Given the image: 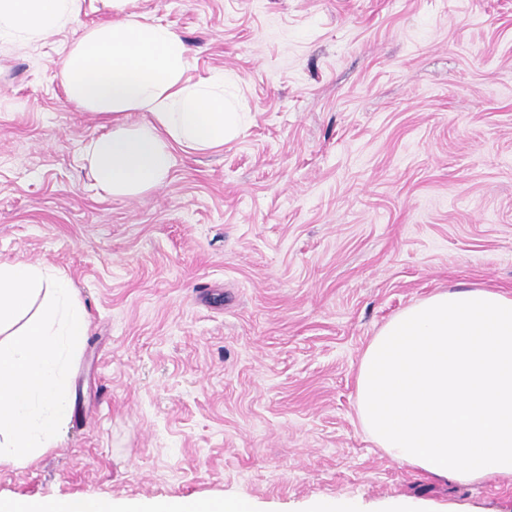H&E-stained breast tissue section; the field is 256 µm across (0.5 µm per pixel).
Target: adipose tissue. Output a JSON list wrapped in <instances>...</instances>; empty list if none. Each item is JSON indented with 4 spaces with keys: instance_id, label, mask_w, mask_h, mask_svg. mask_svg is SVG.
Here are the masks:
<instances>
[{
    "instance_id": "adipose-tissue-1",
    "label": "adipose tissue",
    "mask_w": 512,
    "mask_h": 512,
    "mask_svg": "<svg viewBox=\"0 0 512 512\" xmlns=\"http://www.w3.org/2000/svg\"><path fill=\"white\" fill-rule=\"evenodd\" d=\"M83 0H0V38L32 45L64 29ZM113 19L85 29L57 78L69 101L108 124L82 158L113 198L164 185L176 151L222 149L242 116L224 77L192 80L174 30L104 0ZM144 119L128 124L127 115ZM362 429L388 456L437 479L512 475V295L475 285L414 303L366 347L356 371ZM0 512H255L241 499H172L143 508L109 498L1 499Z\"/></svg>"
}]
</instances>
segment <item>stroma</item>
I'll return each instance as SVG.
<instances>
[{"label": "stroma", "mask_w": 512, "mask_h": 512, "mask_svg": "<svg viewBox=\"0 0 512 512\" xmlns=\"http://www.w3.org/2000/svg\"><path fill=\"white\" fill-rule=\"evenodd\" d=\"M223 73L246 121L165 185L101 191L105 131L56 66L111 19L0 41V261L65 274L89 317L55 448L0 498L250 500L307 512H512V476L449 483L362 431L355 370L410 304L512 294V0H132Z\"/></svg>", "instance_id": "stroma-1"}]
</instances>
